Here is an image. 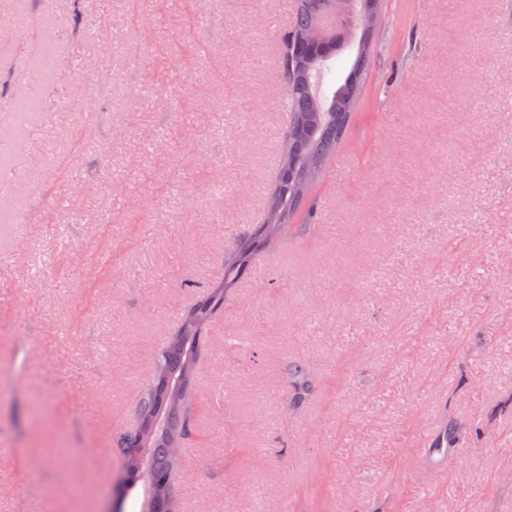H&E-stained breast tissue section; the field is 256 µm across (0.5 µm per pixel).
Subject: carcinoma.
I'll return each mask as SVG.
<instances>
[{"mask_svg":"<svg viewBox=\"0 0 512 512\" xmlns=\"http://www.w3.org/2000/svg\"><path fill=\"white\" fill-rule=\"evenodd\" d=\"M328 0H299L292 27L282 34L280 64L288 103V132L285 152L295 151L298 163L279 170L271 195L278 203L268 202L261 223L240 235L232 254L224 260V275L209 286L202 298L184 309L179 323L169 336L154 369L165 378L153 380L141 395L137 406L138 427L119 438L117 451L122 464H135L127 442L148 443L151 463V491L167 501L170 512H177L171 485L184 461L189 434L194 430L195 375L201 357L203 338L213 316L224 306L226 291L234 287L255 256L268 241L280 240L289 233H302L316 223L317 210L309 200L312 181L336 153L358 103L367 65L379 32L382 0H363V31L356 59L344 82L324 105L311 90V78L325 59L341 52L342 37L337 35L324 47L312 48L303 42L310 29L320 25ZM301 223H294L297 213ZM293 391V406L305 399L312 386V373L303 364L288 366ZM179 448V454L170 448Z\"/></svg>","mask_w":512,"mask_h":512,"instance_id":"1","label":"carcinoma"}]
</instances>
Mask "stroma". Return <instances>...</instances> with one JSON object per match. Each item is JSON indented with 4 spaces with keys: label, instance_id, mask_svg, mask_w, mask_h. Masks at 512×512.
Wrapping results in <instances>:
<instances>
[{
    "label": "stroma",
    "instance_id": "stroma-1",
    "mask_svg": "<svg viewBox=\"0 0 512 512\" xmlns=\"http://www.w3.org/2000/svg\"><path fill=\"white\" fill-rule=\"evenodd\" d=\"M385 3L317 224L206 331L179 512H512V0ZM295 6L0 0V512H102L156 352L260 221ZM288 379L293 391V406L298 407L310 391L312 373L305 365L293 363L288 366Z\"/></svg>",
    "mask_w": 512,
    "mask_h": 512
}]
</instances>
